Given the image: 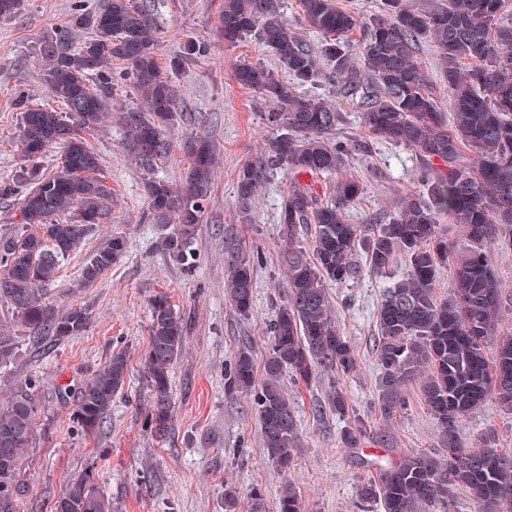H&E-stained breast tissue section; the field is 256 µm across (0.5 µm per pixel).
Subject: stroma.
<instances>
[{
	"label": "stroma",
	"mask_w": 512,
	"mask_h": 512,
	"mask_svg": "<svg viewBox=\"0 0 512 512\" xmlns=\"http://www.w3.org/2000/svg\"><path fill=\"white\" fill-rule=\"evenodd\" d=\"M105 2L21 0L15 16L0 19V181L10 179L20 161L15 141L20 114L14 108L18 92H26L37 105L52 101L43 81L40 42L66 29L75 9L96 11ZM221 3L151 0L162 28L156 49L161 65H168L186 41L205 39L211 45L207 56L171 75L182 119L170 132L173 152L158 168L159 176L179 181L187 165L183 143L197 133L209 136L219 154L192 264L169 256L162 248L166 228L146 218L144 179L123 147L124 117L139 102L129 82L119 81L107 120L87 136L114 190L112 219L98 225L81 251L63 263L48 298L59 313L74 305L85 307L90 324L83 335L62 342L23 338L19 358L0 369V400L14 383L28 377L39 382L44 399L36 442L26 454L21 495L25 512H50L68 484L87 471L110 512H246L255 486L264 494L267 512H277L287 483L296 490L303 512H359L358 489L377 476L372 459L387 462L417 453L448 456L421 382L406 387L405 403L393 418H384L379 407L377 315L383 293L408 270L402 255L381 273L372 269L365 247H357L359 278L329 285L336 327L353 348L357 368L342 377L320 369L307 383L284 376L282 387L295 405L298 432L287 471L273 467L264 456L252 394L225 396L224 374L238 351L249 349L260 364L270 349V324L286 295L279 216L287 195L295 183H310L325 202L332 181L321 176L297 180L284 166L274 167L250 206L251 223L240 222L239 170L261 159L278 131L264 119L273 103L237 86L230 75L243 62L272 69L276 61L252 36L225 45L217 35ZM328 98L342 115L330 136L346 149L338 175L362 188L359 200L346 212L348 223L374 228L376 221L394 217L404 198L428 196L424 165L413 150L370 139L357 100L336 91ZM228 227L234 228L247 253L260 257L247 315L239 314L225 294ZM115 235L126 240L124 257L94 283L85 284L81 268L86 253ZM488 258L502 285L496 335L512 336V236L502 237ZM161 294L176 310L190 315L192 323L170 377L171 423L158 437L147 425L150 393L143 364L150 302ZM116 351L125 352L128 359L126 386L113 399L104 423L93 433L83 432L74 419L77 393ZM335 383L348 401V415H337L327 404ZM63 387L68 390L64 399L59 396ZM356 417L364 419L373 437L348 448L343 435ZM485 434L494 435L501 450L512 451V412L492 399L460 425L466 444ZM228 488L236 492L232 507L224 501Z\"/></svg>",
	"instance_id": "stroma-1"
}]
</instances>
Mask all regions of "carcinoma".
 Segmentation results:
<instances>
[{
    "instance_id": "cac0c4a2",
    "label": "carcinoma",
    "mask_w": 512,
    "mask_h": 512,
    "mask_svg": "<svg viewBox=\"0 0 512 512\" xmlns=\"http://www.w3.org/2000/svg\"><path fill=\"white\" fill-rule=\"evenodd\" d=\"M309 27L322 35L321 54L331 67L321 73L312 50L288 27L285 0H224L220 29L224 42L235 45L257 36L287 73L283 79L260 64L242 63L230 78L238 86L272 100L266 115L282 130L267 159L242 166L236 191L242 222L252 217L248 205L276 165L294 175H330L343 162L345 148L326 136L341 120L335 105L299 87L325 80L362 100V123L371 137L402 144L426 163L429 200L404 201L396 217L375 225L366 239L374 270L383 272L402 254L408 261L404 279L386 290L378 318V392L381 413L391 417L401 408L403 389L428 369L423 393L448 445L447 462L420 453L401 458L363 483L359 498L374 501L382 512H417L420 505L448 509L453 492L464 487L478 512H512V454L486 438L470 449L458 428L471 410L492 397L512 412V338L500 342L493 356L485 347L492 336L500 305L501 283L487 251L502 229L512 227V17L507 0H447L429 11L407 0H386V10L362 26L335 0H299ZM74 31L91 36L80 46L70 35L47 37L40 46L49 93L64 111L35 107L20 95L17 141L21 161L11 179L0 183V196L17 201L21 230L0 238V304L11 309V327L0 328V368L18 357L24 331L54 341L80 336L89 324L83 307L58 315L47 302L48 287L61 264L79 251L94 226L111 214L112 184L85 135L94 131L110 109L112 62L125 64L123 76L142 99V109L126 116L127 156L146 175L148 217L168 227L162 245L178 261L191 257L190 247L208 203L218 164L211 141L194 137L186 146L188 166L174 184L155 175L157 161L172 153L168 130L178 121L175 85L169 71L208 53L206 43L183 45L169 69L157 60L161 29L147 0H107L96 12L77 10ZM362 32L358 58L370 83L357 79L346 39ZM430 42L447 65L452 114L438 106L419 47ZM470 62L471 66L463 67ZM60 148L52 170L41 159ZM478 155L474 162L467 151ZM362 193L354 180L334 183L330 200L320 203L307 186L288 193L280 216L281 255L287 299L271 326V349L263 364L265 381L254 389L255 362L242 350L230 364L224 390L233 395L254 391L267 460L286 471L297 436L295 407L280 388L284 374L309 381L315 370L347 375L357 360L336 328L327 294L330 283L355 280L360 269L354 253L362 239L345 212ZM447 215L475 243L448 259V240L438 230ZM314 228L312 256L300 245L299 229ZM126 252V241L112 237L92 252L82 267L91 283ZM454 268L452 293L441 299L435 284L441 268ZM225 285L230 302L242 315L253 304V266L245 250L230 247ZM188 324L164 295L150 309V348L145 358L151 401V431L163 436L171 418L172 367L182 350ZM128 365L115 353L79 391L76 421L93 432L125 387ZM43 398L36 379L17 382L0 402V512H23V450L35 438V421ZM371 430L360 418L344 433L354 448ZM92 473L72 481L51 506V512H108L91 488ZM278 512H301L296 492L286 487Z\"/></svg>"
}]
</instances>
